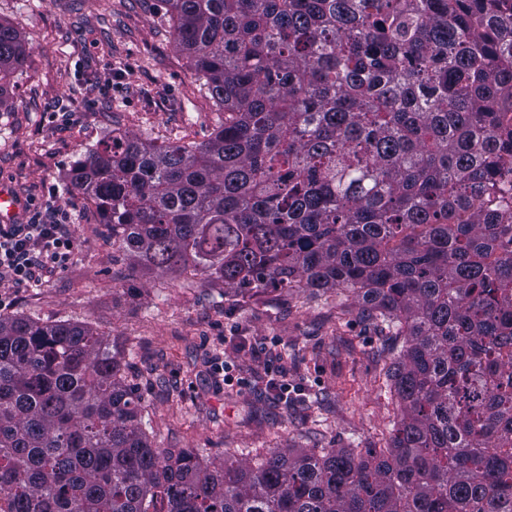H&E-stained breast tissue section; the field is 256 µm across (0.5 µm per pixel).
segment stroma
Listing matches in <instances>:
<instances>
[{
	"instance_id": "obj_1",
	"label": "stroma",
	"mask_w": 512,
	"mask_h": 512,
	"mask_svg": "<svg viewBox=\"0 0 512 512\" xmlns=\"http://www.w3.org/2000/svg\"><path fill=\"white\" fill-rule=\"evenodd\" d=\"M25 39V63L0 107V181L23 200L71 213L75 255L34 288L0 289V315L92 323L131 352L147 434L202 459H253L275 448H382L396 416L386 331L347 293L266 291L252 298L130 275L96 209L68 184L99 140L202 142L220 113L175 47L161 0H0ZM279 337L301 395L281 402L263 377ZM233 361L247 388L224 384Z\"/></svg>"
}]
</instances>
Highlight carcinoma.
I'll return each mask as SVG.
<instances>
[{
    "label": "carcinoma",
    "instance_id": "1",
    "mask_svg": "<svg viewBox=\"0 0 512 512\" xmlns=\"http://www.w3.org/2000/svg\"><path fill=\"white\" fill-rule=\"evenodd\" d=\"M500 0H162L222 113L126 134L70 185L133 269L248 296L351 292L392 332L379 450L206 462L146 433L88 323L0 317V512H512V8ZM24 64L0 19V100Z\"/></svg>",
    "mask_w": 512,
    "mask_h": 512
}]
</instances>
